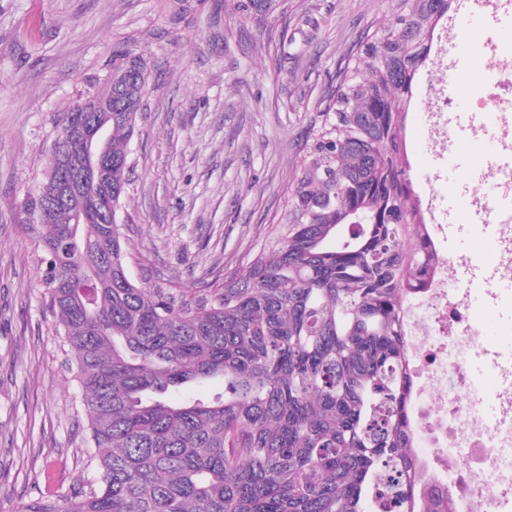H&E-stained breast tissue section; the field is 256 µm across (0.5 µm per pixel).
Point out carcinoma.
<instances>
[{
	"mask_svg": "<svg viewBox=\"0 0 512 512\" xmlns=\"http://www.w3.org/2000/svg\"><path fill=\"white\" fill-rule=\"evenodd\" d=\"M336 70L288 211L221 288L127 269L121 205L137 113L112 92V168L78 147L30 195L42 282L75 354L95 486L25 512H453L414 453L405 303L435 266L402 146L405 113L450 0H392ZM64 164L63 184L53 165ZM221 382L207 399L175 389Z\"/></svg>",
	"mask_w": 512,
	"mask_h": 512,
	"instance_id": "cac0c4a2",
	"label": "carcinoma"
}]
</instances>
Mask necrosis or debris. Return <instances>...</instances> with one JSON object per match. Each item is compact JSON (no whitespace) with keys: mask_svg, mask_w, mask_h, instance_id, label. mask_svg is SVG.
<instances>
[{"mask_svg":"<svg viewBox=\"0 0 512 512\" xmlns=\"http://www.w3.org/2000/svg\"><path fill=\"white\" fill-rule=\"evenodd\" d=\"M447 43V30H440L432 63L435 80L418 104L425 146L443 161L458 140L450 112L461 80L448 64ZM465 49L479 68L470 131L492 142L478 172L486 190L471 199V218L498 224L502 241H512V43L489 38ZM435 257L430 288L407 307V340L418 384L411 405L418 459L428 479L448 487L454 512H487L512 498V292L490 285L482 290V297L508 317L502 344L478 345L480 326L468 297L448 276L455 261L441 251ZM473 361L499 378L495 396L471 377ZM488 403L494 406L490 418L482 412Z\"/></svg>","mask_w":512,"mask_h":512,"instance_id":"1","label":"necrosis or debris"}]
</instances>
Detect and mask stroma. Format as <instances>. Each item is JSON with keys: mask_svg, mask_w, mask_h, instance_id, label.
I'll list each match as a JSON object with an SVG mask.
<instances>
[{"mask_svg": "<svg viewBox=\"0 0 512 512\" xmlns=\"http://www.w3.org/2000/svg\"><path fill=\"white\" fill-rule=\"evenodd\" d=\"M389 0H0V512L62 498L96 476L70 352L41 281L43 253L25 201L45 181L60 115L103 86L112 50L140 56L149 80L129 143L132 181L121 200L127 263L153 264L183 287L222 284L264 244L288 209V187L337 67L376 29ZM449 13L457 36L478 43L500 30L478 9ZM409 110L410 177L426 199L440 187H476L466 138L457 168H437ZM442 250L479 266L496 258L489 233L452 217Z\"/></svg>", "mask_w": 512, "mask_h": 512, "instance_id": "obj_1", "label": "stroma"}]
</instances>
